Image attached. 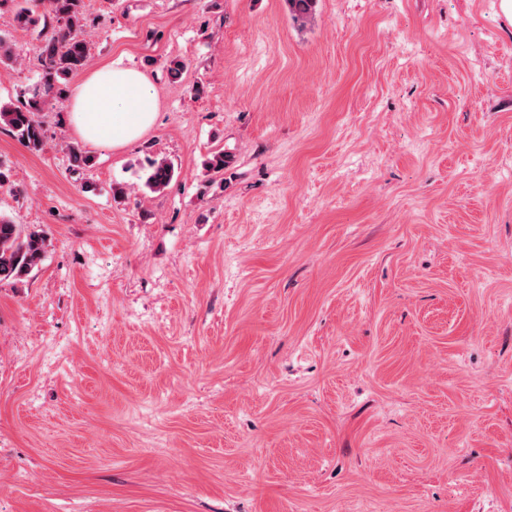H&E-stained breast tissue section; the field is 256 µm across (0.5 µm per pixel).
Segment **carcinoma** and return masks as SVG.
Masks as SVG:
<instances>
[{
    "label": "carcinoma",
    "mask_w": 512,
    "mask_h": 512,
    "mask_svg": "<svg viewBox=\"0 0 512 512\" xmlns=\"http://www.w3.org/2000/svg\"><path fill=\"white\" fill-rule=\"evenodd\" d=\"M14 5V20L22 29L41 27L43 77L19 106H0V126H6L31 150L41 149L47 141L39 115L53 102L63 98L69 78L82 71L91 56L85 38L87 15L84 0H0ZM292 19L301 26L316 20L318 0H284ZM230 155L224 151L212 154L204 163L206 175H224ZM153 173L146 185L153 191L165 188L173 176L166 161L152 163ZM47 237L41 230H29L10 219L0 217V282L20 281L27 277L44 258Z\"/></svg>",
    "instance_id": "carcinoma-1"
}]
</instances>
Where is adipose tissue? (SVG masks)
<instances>
[{"instance_id": "1", "label": "adipose tissue", "mask_w": 512, "mask_h": 512, "mask_svg": "<svg viewBox=\"0 0 512 512\" xmlns=\"http://www.w3.org/2000/svg\"><path fill=\"white\" fill-rule=\"evenodd\" d=\"M79 137L96 146L123 147L137 142L153 126L156 99L142 72L118 64L94 69L69 95Z\"/></svg>"}]
</instances>
